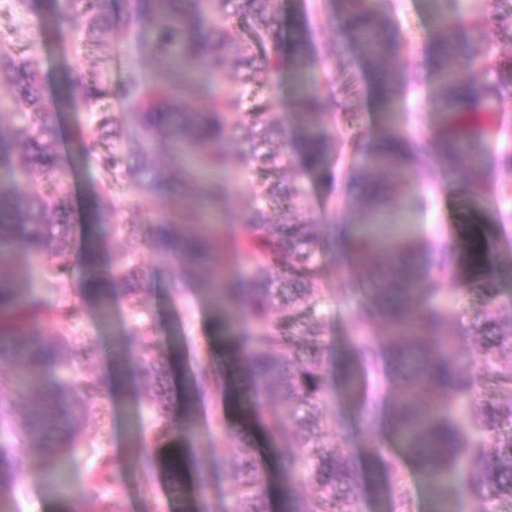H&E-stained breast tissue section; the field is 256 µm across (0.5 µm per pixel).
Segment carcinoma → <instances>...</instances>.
Masks as SVG:
<instances>
[{"label": "carcinoma", "mask_w": 512, "mask_h": 512, "mask_svg": "<svg viewBox=\"0 0 512 512\" xmlns=\"http://www.w3.org/2000/svg\"><path fill=\"white\" fill-rule=\"evenodd\" d=\"M54 0L52 37L62 53L61 90L77 109L93 113L94 120L73 135L74 151L100 174L98 190L85 216L90 224H106L104 235L114 238L139 234L175 260L173 284L192 276L212 305L227 313L237 299L249 301L253 330L234 337L242 353L238 390L252 404L251 385L265 383L269 401L288 404V411L267 415L279 449L273 465L288 483L286 512H359L358 491L364 475L356 454H340L321 443L323 406L331 387L324 353L327 324L318 310L323 278V256L336 242V225L307 219L271 224L267 211L274 205L301 211L303 189L282 179L285 155L280 150L286 131L265 106L244 111L252 71L264 69L276 79L283 56H288L294 80L293 95L299 129L298 144L306 175L333 179L342 172L362 188L361 204L367 223H379L388 189L370 183L355 162L346 161L336 141L325 131L321 100L305 80L316 36L310 16L300 17L288 44L277 34L276 0ZM340 33L370 58L400 54L404 50L384 0H338ZM148 25L154 38L149 53L158 65L157 82L142 83L137 67L129 66L118 84L92 77L68 63L71 54L92 45L107 30L137 34ZM440 32L429 63L436 86L434 96L443 112H477L482 97L478 84L461 74L462 57L453 44L457 27L439 16ZM25 39L18 27L0 30V81L15 91L22 103L17 112H0V170L8 171L13 191L0 189V430L16 435L23 447L56 468L63 457L82 447L81 422L87 403L100 401L99 417L108 413L107 400L123 379L121 352L113 356L112 379L76 368L80 359L95 355L87 338L78 333L81 306L51 307L20 287L4 267L12 251L23 252L31 272L51 266L56 287L70 289L83 298L106 303L113 296L125 299L137 336L138 377L148 427L159 453L152 463L167 475L170 500L181 512H210L207 502L191 496L182 480L183 459L171 447L175 437L194 425L190 395L205 388L224 390V369L212 363L197 365L188 374L186 390L175 394L169 385V359L160 344L159 326L144 310V297L152 294L150 274L125 257H112V267H101L102 238L89 236L74 242L69 231L77 222L68 195L74 166L70 154L57 149V125L43 93L37 62L16 53ZM203 69L209 105L203 111L186 107L197 90L195 73ZM236 73L240 89L224 92L227 71ZM398 69L380 70L371 85L378 106L389 112L407 84ZM107 98L126 103L123 112L107 116L97 112ZM351 134L348 143L360 149L358 113L343 112ZM141 131L131 150L125 129ZM485 132L479 124L456 125L443 119L433 138L417 142L399 129L387 127L374 144L373 159L383 175L396 178L406 168L425 171L433 163L446 168H477L485 152ZM236 145L234 158L224 150ZM164 145L177 166L180 183L196 190L195 204L179 209L162 224L146 218L141 199L165 188L154 160L156 144ZM235 164L240 175L261 172L269 186L259 188L245 217L248 236L224 237L220 227L204 238L182 232L191 224L210 219L224 223L229 187L216 172ZM49 181V193H26L22 187L33 171ZM128 179L137 193L125 202L112 199V182ZM123 212L120 223L114 212ZM61 228L54 235L50 225ZM468 292L491 301L496 283L484 269L482 241L470 244ZM359 274L344 291L360 300L359 323H382L386 352L362 342L345 357L341 382L346 395L360 409L363 422L373 427L376 410L364 398L361 385L379 372L396 382L402 397L391 415V437L401 448L379 463V487L391 512H413L414 504L404 468L406 463L429 484L436 512H456L462 494L486 503L512 504V308L476 305L468 296L455 308L440 302L448 295V276L458 275L455 259L445 245L415 243L405 235L382 240L362 234L351 243ZM188 258L192 266L180 263ZM237 265L236 279L224 281V262ZM469 318V333L480 340V365L462 360L455 352L460 313ZM45 319L59 327V339L48 348L36 326ZM55 362L54 384L46 386L41 372ZM491 389L493 394L482 395ZM224 451L232 454L234 482L231 503L224 512H269L264 489L269 465L262 461L250 438L234 423L220 422ZM27 470V459L0 443V512ZM114 485L123 482L117 459L103 463L95 479ZM311 487L302 499L293 495L297 481ZM86 512H123L119 496L112 504L84 499Z\"/></svg>", "instance_id": "1"}]
</instances>
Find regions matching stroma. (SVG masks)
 I'll use <instances>...</instances> for the list:
<instances>
[{
  "label": "stroma",
  "mask_w": 512,
  "mask_h": 512,
  "mask_svg": "<svg viewBox=\"0 0 512 512\" xmlns=\"http://www.w3.org/2000/svg\"><path fill=\"white\" fill-rule=\"evenodd\" d=\"M395 21L403 40L414 47L412 56L374 60L351 50L332 20L334 0H278L276 7L280 19L281 35H289L291 25L299 13L316 9L318 36L314 43L313 60L307 70V79L323 98L327 112H334L342 103L349 111L358 113L364 137L362 149L355 156L356 162L365 166L367 177L377 172L365 164L371 145L382 132L384 118L369 95V84L381 68L410 67L416 84L404 91L393 114L394 121L415 140L429 139L435 130L434 114L437 103L433 94L432 76L427 66V54L434 34L432 6L429 0H394ZM477 14L488 21L483 39L472 40L460 35L458 43L467 59L464 76L477 80L486 94L477 118L488 129L487 153L484 166L475 174L485 186L479 201L465 198L462 186L467 172H452L434 166L426 181H419L415 174H408L405 190L413 197L408 212L412 239L437 240L452 246L457 257H464L471 236L483 234L486 243V267L498 284L496 304L512 305V167L503 165L504 156H512V71L498 75L484 74L481 64L485 58L512 59V0H477ZM53 11L48 0H35L31 13L18 16L0 4V29L24 23L28 34L36 35L35 55L42 75L43 92L50 107L58 108L57 126L61 134L60 146L70 149L71 135L86 124L89 115L69 108H60V57L54 41L46 32L52 27ZM105 40L112 48L111 80H120L128 62L139 64L141 79L153 84L157 66L146 53L142 43L127 38L122 33H105ZM343 55L349 63L340 74L335 86L325 83V62L332 56ZM251 89L255 100L268 101L286 131H293L296 114L288 77H281L278 86H270L264 73H256ZM290 158L284 172L288 177L302 182L305 191V218L317 224H345L352 232H359L362 222L361 205L355 198L346 179L333 182L305 178L299 164L296 146H288ZM230 184L229 210L233 222L224 226L225 237L245 235L242 219L256 189L255 179L223 174ZM108 252L123 254L133 259L152 274L156 291L145 300V308L155 318L164 333V349L171 362V383L181 387L184 373L207 353L221 357L228 380L223 394L211 391L197 396V430L192 435L178 436L175 447L185 449L188 465L186 480L196 475L205 479V497L212 512H222L229 503L231 465L223 449L208 445V437L215 429L219 416H226L250 437L259 453L276 447L277 441L266 421L272 405L264 397L262 384H254L257 406L253 411L242 410L237 398L234 381L235 362L239 357L226 336L216 330V323L208 300L197 293L191 284H182L178 293L169 290L171 260L141 237L130 235L109 242ZM321 309L327 321V355L331 363L341 362L344 354L358 337L367 336L381 340L385 334L382 325L359 326L354 318L356 302L344 293L347 280L355 278L357 269L350 259L340 252L331 251L324 257ZM126 320L125 303L115 297L108 304L86 302L81 317L80 331L90 338L97 348L89 367L101 374L112 371V351L115 344L126 346L124 389L110 402L107 423H100L95 416L82 422L85 445L71 456L65 465L66 482L70 489L88 491L90 496L108 499L119 495L125 512H173L166 491L162 472L149 464L155 449L146 442L141 429L143 415L133 377L137 362L136 351L131 350V337ZM351 437L358 444L362 456H378L393 452L383 424L367 429L347 401L330 403L322 425V440L329 446H340L343 437ZM121 459L124 480L120 487L109 483L95 484L93 472L103 457ZM11 512H84L81 502H63L61 494L48 479L45 468L37 460H30L25 479L17 486Z\"/></svg>",
  "instance_id": "obj_1"
}]
</instances>
